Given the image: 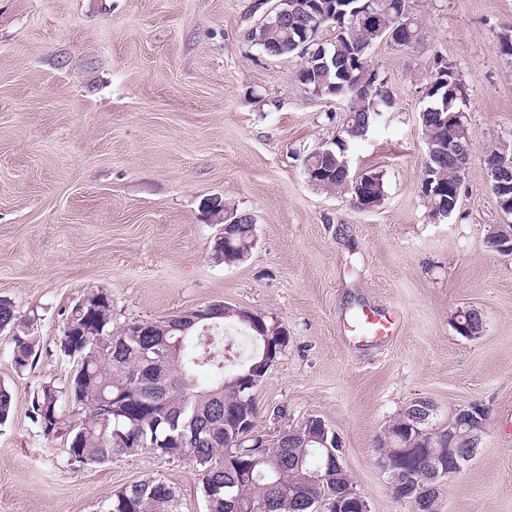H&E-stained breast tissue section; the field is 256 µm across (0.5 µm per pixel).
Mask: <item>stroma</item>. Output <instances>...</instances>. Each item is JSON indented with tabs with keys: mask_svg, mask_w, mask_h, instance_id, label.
<instances>
[{
	"mask_svg": "<svg viewBox=\"0 0 512 512\" xmlns=\"http://www.w3.org/2000/svg\"><path fill=\"white\" fill-rule=\"evenodd\" d=\"M254 0H0V297L33 318L36 362L16 374L0 332V381L14 395L0 426V512H103L107 498L160 479L179 512H206L189 461L150 453L68 462L66 438L29 418L34 390L76 368L56 347L87 295L112 299V326L159 320L214 301L265 316L288 336L253 394L266 436L320 416L370 512H414L396 498L375 438L415 400L437 423L480 402L487 433L439 484L438 512H512V254L490 247L505 223L482 157L512 143V0H410L421 42L369 52L393 100L349 145L354 173L382 174L384 197L308 182V154L332 146L343 102L301 85L295 56L246 37ZM465 89L473 160L457 208L433 222L419 187V118L436 57ZM253 216L242 262H215L222 223L205 198ZM374 305L394 336L356 345L343 323ZM478 310L481 335L455 328ZM287 406L285 418L272 411Z\"/></svg>",
	"mask_w": 512,
	"mask_h": 512,
	"instance_id": "35a3bbf8",
	"label": "stroma"
}]
</instances>
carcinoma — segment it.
<instances>
[{"instance_id":"obj_1","label":"carcinoma","mask_w":512,"mask_h":512,"mask_svg":"<svg viewBox=\"0 0 512 512\" xmlns=\"http://www.w3.org/2000/svg\"><path fill=\"white\" fill-rule=\"evenodd\" d=\"M375 22L390 31L397 19L412 14L410 0H373ZM365 0H317V7L341 12L330 22H320L317 13L288 18V27H271L249 31V41L270 56L295 55V43L307 41L310 48L324 47L326 64L305 61L298 72L299 82L313 94L334 98L346 104L347 118L342 135L334 142L333 156L308 154L305 168L312 185L335 192L349 190L357 194L354 177L338 168L337 162L348 156V142L364 137L393 107L384 80L375 77L369 60L372 38L368 28L351 23V13ZM330 28L333 36L321 38ZM448 95V111L465 112L464 89L458 92L443 85L429 95L435 107H442V95ZM425 138L445 141L449 129H441L424 113L420 115ZM455 160L448 150L426 158L422 176L432 179V193L422 194L428 213L438 207L453 214L459 197ZM255 225H233V242L214 246L213 258L225 264L242 261L254 244ZM234 318L247 333L249 341L270 338V354H280L287 336L274 322L261 316L249 326L238 320L232 308L220 314L195 313L183 320H164L153 325L145 336L129 335L128 326L112 330V299L100 292L76 303L66 317L58 340L60 354L75 358L89 366L85 374L76 373L63 384L45 382L31 399V419L43 434L64 419L68 433V459L72 464H104L120 455L148 452L168 459H187L196 465L201 477V492L207 512H228L227 503L235 504L234 512H252L262 504L265 512H313L312 501L329 503L352 490L349 474L343 468L326 471L327 449L318 448L307 439L308 426L301 420L281 430L272 447L282 452L266 461H256L236 442L233 427L241 418L256 420V403H242L247 390L229 384L234 376L247 372L248 360L226 363V356L206 344L208 337L224 335V323ZM11 333L12 364L18 373L33 365L39 350L31 319L17 313L13 303L0 299V327ZM205 368L211 383L201 386L196 380ZM67 404L71 412H63ZM13 412V392L0 382V425ZM419 411L408 406L385 431L399 440V446L383 449L382 467L395 476L408 465L416 475L411 483L393 489L398 499H409L414 512H436L437 481L448 476L455 465L448 462V428L433 426L434 436L443 447L431 454L406 462L401 449L410 440L419 439L407 423ZM108 512H178V495L174 487L157 479L145 480L112 495Z\"/></svg>"}]
</instances>
